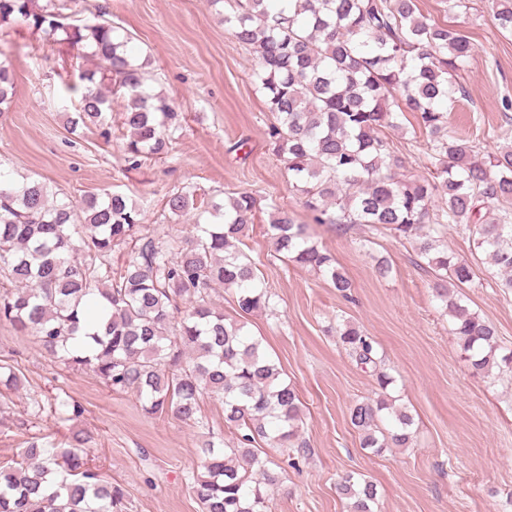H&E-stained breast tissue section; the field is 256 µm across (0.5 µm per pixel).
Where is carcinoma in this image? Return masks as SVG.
Listing matches in <instances>:
<instances>
[{"label": "carcinoma", "instance_id": "obj_1", "mask_svg": "<svg viewBox=\"0 0 512 512\" xmlns=\"http://www.w3.org/2000/svg\"><path fill=\"white\" fill-rule=\"evenodd\" d=\"M65 9L66 0H0V29L22 21L48 40L91 49L93 68L73 86L80 98L72 128L100 122L118 96L129 166L166 156L182 113L149 89L129 38L112 22ZM490 10L512 32V0H491ZM224 25L256 55V83L275 118L271 150L315 223L340 233L381 226L413 240L436 273V298L473 370L511 366L495 327L459 292L473 282L472 265L444 241L449 226H465L474 254L497 267L499 287L512 290V136L489 152L448 128L453 104L465 98L457 72L471 56L469 37L428 21L416 0H234ZM13 84L0 62V106ZM405 112L417 114L426 136L428 175L405 173L383 133L401 128ZM256 204L247 192L218 203L184 186L166 197L164 217L177 220L197 206L208 218L188 240H165L122 194L74 202L43 181L0 172V322L34 333L66 367L133 393L148 414L198 424L202 397L221 398L234 442L224 448L210 433L198 446L190 488L202 512H268L280 472L256 444L306 452L296 390L246 323L210 300L213 289L231 288L244 314L270 306L257 267L239 248ZM266 233L277 254L316 270L350 299L349 278L287 209H273ZM121 245L130 258L114 268L112 251ZM337 335L358 364L375 369L380 389L393 383L370 337L348 324ZM349 420L364 448L411 444L413 418L387 398L355 403ZM92 441L78 433L67 448L28 442L19 468L0 467V512H124L123 488L89 466ZM339 492L348 512H373L371 481L348 475Z\"/></svg>", "mask_w": 512, "mask_h": 512}]
</instances>
